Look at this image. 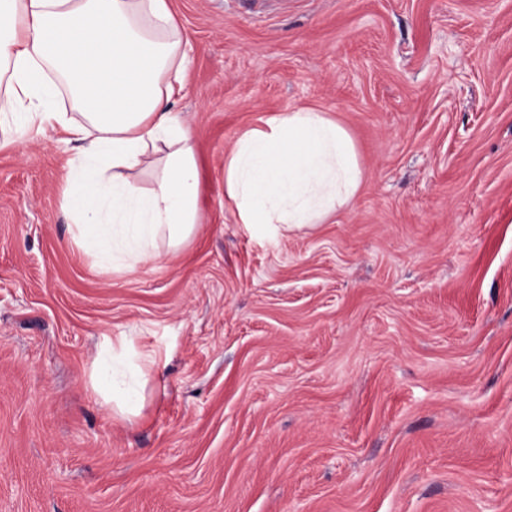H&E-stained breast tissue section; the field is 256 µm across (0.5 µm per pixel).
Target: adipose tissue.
Returning <instances> with one entry per match:
<instances>
[{"instance_id":"obj_1","label":"adipose tissue","mask_w":512,"mask_h":512,"mask_svg":"<svg viewBox=\"0 0 512 512\" xmlns=\"http://www.w3.org/2000/svg\"><path fill=\"white\" fill-rule=\"evenodd\" d=\"M190 51L168 0H0V128L74 146L63 206L103 272L178 250L199 222L194 137L174 109ZM65 95L75 115L59 111ZM362 181L346 127L295 107L225 155L224 209L301 231L350 205ZM153 361L149 351L133 361L126 338L108 343L92 380L113 411L138 413L140 365Z\"/></svg>"}]
</instances>
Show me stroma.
Instances as JSON below:
<instances>
[{
	"instance_id": "35a3bbf8",
	"label": "stroma",
	"mask_w": 512,
	"mask_h": 512,
	"mask_svg": "<svg viewBox=\"0 0 512 512\" xmlns=\"http://www.w3.org/2000/svg\"><path fill=\"white\" fill-rule=\"evenodd\" d=\"M200 222L102 272L70 148L0 147V512H512V0H169ZM350 132L353 203L305 232L224 211L245 130ZM151 351L137 415L92 373Z\"/></svg>"
}]
</instances>
